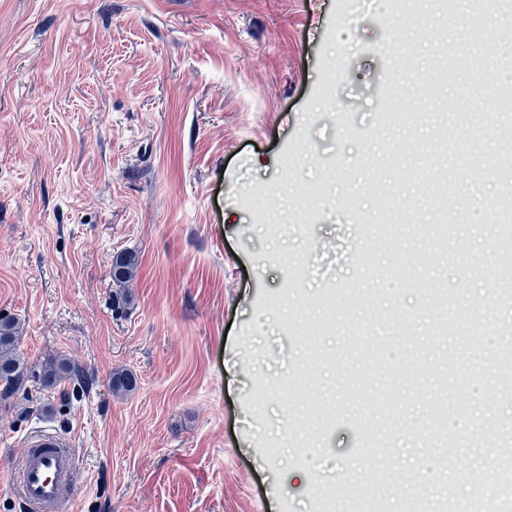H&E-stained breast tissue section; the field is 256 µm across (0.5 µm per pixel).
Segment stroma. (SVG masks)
<instances>
[{
  "label": "stroma",
  "instance_id": "obj_1",
  "mask_svg": "<svg viewBox=\"0 0 512 512\" xmlns=\"http://www.w3.org/2000/svg\"><path fill=\"white\" fill-rule=\"evenodd\" d=\"M410 4L0 0V318L24 375L0 397V512H21L11 473L42 428L73 442L75 512H361L362 485L386 512L419 495L437 512L444 484L460 500L493 477L512 306L470 297L500 257L512 158L473 69H512L472 50L428 98L430 31L459 51L479 20ZM443 161L456 231L438 264L416 217ZM121 251L137 268L118 309ZM433 284L471 326L431 336ZM360 329L424 373L390 387ZM59 358L88 380L45 387ZM444 359L468 393L436 384ZM118 370L135 391L113 393ZM435 396L455 447L424 427ZM499 248L512 251V187L507 183L496 202Z\"/></svg>",
  "mask_w": 512,
  "mask_h": 512
}]
</instances>
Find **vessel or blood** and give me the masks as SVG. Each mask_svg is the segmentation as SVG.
Instances as JSON below:
<instances>
[{
    "label": "vessel or blood",
    "instance_id": "obj_1",
    "mask_svg": "<svg viewBox=\"0 0 512 512\" xmlns=\"http://www.w3.org/2000/svg\"><path fill=\"white\" fill-rule=\"evenodd\" d=\"M76 471V450L69 437L55 431L30 436L13 473L25 512H72Z\"/></svg>",
    "mask_w": 512,
    "mask_h": 512
}]
</instances>
